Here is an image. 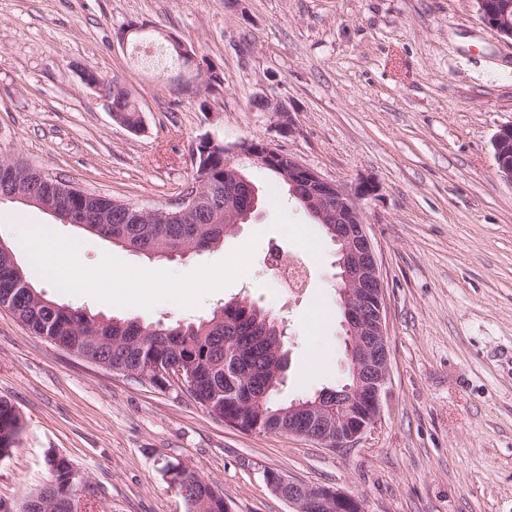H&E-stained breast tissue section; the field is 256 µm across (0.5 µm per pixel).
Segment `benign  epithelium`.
I'll return each mask as SVG.
<instances>
[{"instance_id":"1","label":"benign epithelium","mask_w":512,"mask_h":512,"mask_svg":"<svg viewBox=\"0 0 512 512\" xmlns=\"http://www.w3.org/2000/svg\"><path fill=\"white\" fill-rule=\"evenodd\" d=\"M481 22L494 30L502 39L512 42V10L502 0H476ZM178 57L187 62L192 76H159L165 86H176L191 93L198 87L224 81L221 73L203 70L194 52L172 35L165 36ZM260 111L274 113L281 131L293 134L295 120L285 102L267 95L259 97ZM493 156L499 175L512 182V123L501 126L493 137ZM228 163L236 164L239 157L264 167L280 171L291 187L292 194L303 203L307 212L330 229L334 242L342 244L340 251L343 326L347 336V351L351 360L354 383L336 395V417L322 419L321 401H296L288 409L311 421L322 422L324 433L315 441L325 448L340 450L351 448L378 422L381 398L390 383V359L386 305L382 287L380 265L375 246L367 233L363 220V201L375 196L379 185L366 177L354 184L333 182L315 170L303 165L296 157L267 141H243L228 148ZM236 173L225 180L224 223L234 232L247 221L257 207V191H252L254 202L250 207L237 203ZM134 218L142 223H165L164 209L150 210L129 206ZM142 379L165 388L173 383L186 385L184 371L177 364L157 365L142 374ZM269 490L294 509L308 512L310 495H315L324 512H366L363 500L354 494L340 492L323 485H312L289 479L283 474L268 471L264 475ZM68 496L77 500L91 491L89 479L71 469Z\"/></svg>"}]
</instances>
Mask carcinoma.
Segmentation results:
<instances>
[{"label": "carcinoma", "instance_id": "cac0c4a2", "mask_svg": "<svg viewBox=\"0 0 512 512\" xmlns=\"http://www.w3.org/2000/svg\"><path fill=\"white\" fill-rule=\"evenodd\" d=\"M112 103L123 114L124 121L140 128V112L126 87L112 79ZM15 167L25 172L21 181L10 185V191L28 193L36 188L42 201L57 199L59 188L68 181L58 176H42L29 171L18 159ZM228 174L224 155H208L205 168H197L191 186L183 193L192 195L204 190L215 209L197 213L198 223L138 224L132 215L113 207L114 200L90 194L86 200L71 201L72 212L85 209L99 211L105 223L91 224L84 231L97 236L112 235L125 241L124 248L139 252H162L180 247L186 252L218 249L224 245V176ZM11 307L16 318L28 330L50 343L58 342L73 349L91 348L112 363V368L136 379L148 367L158 362L182 365L185 373L196 382L192 391L195 399L209 414L220 413L228 425L244 432L261 424L265 432L280 433L288 427L290 405L277 399L285 381L288 351L280 342V355H275L276 338H284L273 318L253 301L232 300L196 323L159 327L137 321L114 319L100 321L97 315L86 313L47 298L30 283L18 260L0 259V304ZM24 420L15 406L0 400V458L11 454L21 433ZM51 479L29 494L19 505L0 512H65L71 508L69 499L60 498L63 488V468L47 457ZM186 479L193 492L186 500L187 512H214L213 483L188 470Z\"/></svg>", "mask_w": 512, "mask_h": 512}]
</instances>
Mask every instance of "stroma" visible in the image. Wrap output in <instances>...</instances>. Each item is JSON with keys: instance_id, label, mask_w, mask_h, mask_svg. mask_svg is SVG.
Here are the masks:
<instances>
[{"instance_id": "1", "label": "stroma", "mask_w": 512, "mask_h": 512, "mask_svg": "<svg viewBox=\"0 0 512 512\" xmlns=\"http://www.w3.org/2000/svg\"><path fill=\"white\" fill-rule=\"evenodd\" d=\"M155 39L118 44L127 22ZM172 33L224 75L216 92L161 85L178 72ZM120 79L142 127L116 122L85 71ZM285 100L283 133L256 109ZM512 122V45L474 0H0V155L140 208H170L196 170L191 148L263 139L324 178L369 177L362 204L381 264L391 382L381 419L354 447L245 433L184 387L91 365L0 308V398L25 428L0 458V501L47 483L65 456L94 492L86 512H186L163 475L181 461L223 491L231 512H292L273 470L360 496L366 512H512V182L493 137ZM258 206L222 248L157 259L19 202L0 203V242L58 303L112 319L187 324L245 297L285 330L288 401L345 381L334 246L265 168L243 161ZM70 242L90 277L51 260ZM310 265L308 288H279L274 252ZM168 288L118 291L145 269ZM258 100L261 101L263 105L260 108V111L273 112L277 116L281 131L288 133L289 135L295 133V120L292 116L291 110L285 102L267 95L260 96Z\"/></svg>"}]
</instances>
